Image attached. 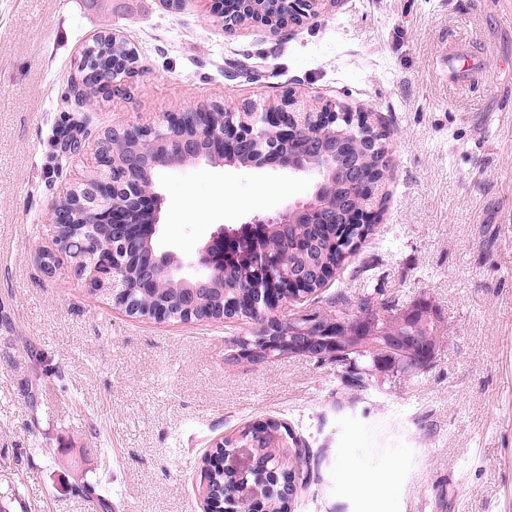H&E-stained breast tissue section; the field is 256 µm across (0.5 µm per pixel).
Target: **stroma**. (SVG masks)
I'll return each instance as SVG.
<instances>
[{
  "label": "stroma",
  "mask_w": 512,
  "mask_h": 512,
  "mask_svg": "<svg viewBox=\"0 0 512 512\" xmlns=\"http://www.w3.org/2000/svg\"><path fill=\"white\" fill-rule=\"evenodd\" d=\"M118 30L144 68L124 94L63 103L84 47ZM295 89L388 136L377 224L317 293L425 305L436 355L378 369L293 356L230 357L245 317L156 321L91 291L69 258L53 272L60 192L94 172L103 132L192 104ZM85 147L67 157L63 131ZM158 251L195 257L222 226L308 199L307 175L201 164L161 172ZM281 423L308 456L290 512H512V0H330L302 26L225 30L198 0H0V505L6 512H203L201 458L225 437ZM388 489L343 493V463Z\"/></svg>",
  "instance_id": "stroma-1"
}]
</instances>
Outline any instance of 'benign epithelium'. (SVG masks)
<instances>
[{
    "mask_svg": "<svg viewBox=\"0 0 512 512\" xmlns=\"http://www.w3.org/2000/svg\"><path fill=\"white\" fill-rule=\"evenodd\" d=\"M335 0H204L209 4L208 14L224 23V29L234 30L245 25L260 24L275 31L299 26L320 13L325 2ZM78 76L70 81V95L85 103L81 92L87 84L94 85L96 100H106L120 88L112 80L119 73L130 79L143 73L140 58L126 63L108 57L102 58L96 69L87 71L77 65ZM226 109L222 104L197 105L180 108L164 115L155 125L133 126L104 131L94 152L95 173L67 188L62 198H73L86 217V223L76 224L80 234L94 237L100 233L127 242L133 238L144 240L146 256L137 264V276L130 280L122 273L123 261L115 253L103 254L93 261L92 269L84 262L73 260L77 276L85 279L93 291L105 290L115 306L128 314L136 313L131 301L137 291L145 292L165 279L179 277L187 285L184 303L193 304L196 297L217 283H224V268L217 264L213 253L216 245L235 244L232 230L219 227L203 246L194 262H185L171 252H158L151 246L157 231L162 197L155 185L140 186L118 179L123 172L151 175L161 170L206 163H226L261 168L279 166L301 172L312 179V194L305 201H296L274 216L257 217L255 224L275 225L286 231L290 224H369L378 204L379 188L385 180V171L378 170L367 178L358 163V155L377 142L378 131L368 123L367 116L354 113L333 100L315 101L283 92L280 98L262 103L244 100L232 110L233 118L224 120ZM271 131L275 140L267 141L263 132ZM356 186L351 194L337 202L326 200L336 188V181ZM309 269L264 289V298L274 312L300 293ZM296 332L288 337V354L326 357L334 361L343 353L336 336L321 338L308 335L313 316L298 315ZM371 330L382 339L368 343L365 348L385 352L395 346L409 351V358L396 366L408 373L427 366L435 357L437 345L416 336L389 338L372 321ZM282 437L273 440L249 439L232 452H210L203 458L201 473L215 468L224 473L246 475L253 471L255 461L262 457L273 462L274 474L285 463L276 453ZM267 481L250 485L224 483L214 490L202 481L204 512H237L236 505L244 499L256 506V512L270 495L277 492L290 498L297 485Z\"/></svg>",
    "mask_w": 512,
    "mask_h": 512,
    "instance_id": "1",
    "label": "benign epithelium"
}]
</instances>
